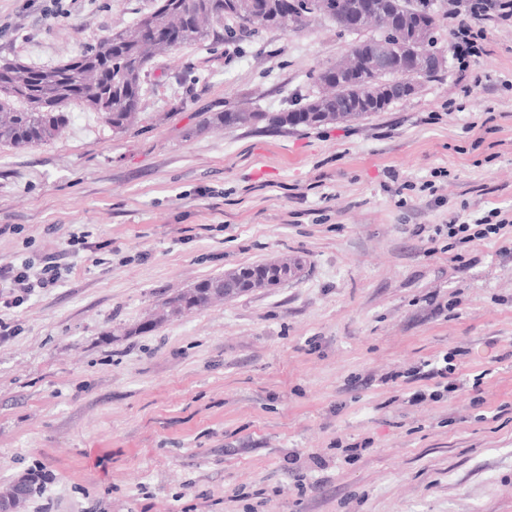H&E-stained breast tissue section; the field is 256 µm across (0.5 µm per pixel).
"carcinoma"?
I'll return each mask as SVG.
<instances>
[{"instance_id":"obj_1","label":"carcinoma","mask_w":512,"mask_h":512,"mask_svg":"<svg viewBox=\"0 0 512 512\" xmlns=\"http://www.w3.org/2000/svg\"><path fill=\"white\" fill-rule=\"evenodd\" d=\"M357 2L341 0L338 5L336 0H224V10L246 31L286 30L295 17L308 20L314 15H323L344 30L374 29L375 35L355 44L357 50L371 47L382 38L394 55L411 51L405 39L416 30L417 12L408 7V0H372L376 14L360 25L356 23L353 9ZM215 14L214 0H167V7L156 9L150 17L160 28L180 25L182 35L177 42L148 37L142 22L138 21L109 33L62 64L39 69L19 62L0 66V147L28 148L55 139L69 123L68 114L62 108L71 102L100 114L113 134L127 133L143 106L142 76L149 62L156 55L185 44L210 38L224 40L220 32L224 23ZM329 77L337 86L336 95L332 97L322 98L316 94L288 112H258L248 107L211 112L191 134L210 127H313L357 121L383 112L393 101L410 96L408 82L397 72L379 77V82L390 89V96L384 102L369 99L361 85L336 74L331 65L318 70L315 82ZM279 268L296 273L301 261L286 259L279 264L248 265L219 277L203 279L164 301L155 321L178 317L216 300L243 294L235 285V275L240 272L251 278L252 291L276 287L280 284L276 277Z\"/></svg>"}]
</instances>
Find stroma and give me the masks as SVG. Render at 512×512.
Returning a JSON list of instances; mask_svg holds the SVG:
<instances>
[{
    "instance_id": "obj_1",
    "label": "stroma",
    "mask_w": 512,
    "mask_h": 512,
    "mask_svg": "<svg viewBox=\"0 0 512 512\" xmlns=\"http://www.w3.org/2000/svg\"><path fill=\"white\" fill-rule=\"evenodd\" d=\"M49 5L0 0V60L60 64L155 0ZM486 29L467 71L359 122L194 131L315 95L359 40L316 16L157 56L123 136L71 103L54 140L0 148V263L67 268L0 309V489L50 475L20 512H512V250L417 232L512 213V27ZM286 256L287 282L143 329ZM426 363L463 386L388 380ZM301 264L302 262L299 259H286L279 264L275 262L259 263L241 267L232 272L225 273L224 276L203 279L192 288L180 291L164 301L160 314L155 318V321L161 322L169 318L178 317L186 311L205 307L216 300L234 298L238 295L252 292L256 288H274L281 284L277 278V270L279 268L293 271L292 276H294L300 270ZM239 272L246 273L251 278L252 285L249 289L241 290L235 285V275ZM292 276L290 274L283 275L280 272L279 279L281 282H284Z\"/></svg>"
}]
</instances>
